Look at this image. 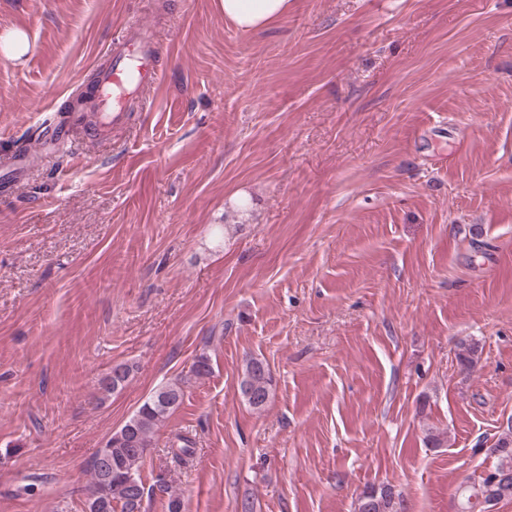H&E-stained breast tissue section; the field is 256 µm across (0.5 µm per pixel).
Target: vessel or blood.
I'll return each mask as SVG.
<instances>
[{
  "mask_svg": "<svg viewBox=\"0 0 512 512\" xmlns=\"http://www.w3.org/2000/svg\"><path fill=\"white\" fill-rule=\"evenodd\" d=\"M161 72L147 29L131 22L109 49L108 64L95 77L93 103L100 128L123 125L130 101L158 86Z\"/></svg>",
  "mask_w": 512,
  "mask_h": 512,
  "instance_id": "obj_1",
  "label": "vessel or blood"
}]
</instances>
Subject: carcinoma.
Here are the masks:
<instances>
[{
  "mask_svg": "<svg viewBox=\"0 0 512 512\" xmlns=\"http://www.w3.org/2000/svg\"><path fill=\"white\" fill-rule=\"evenodd\" d=\"M133 366L119 364L104 379L101 390L107 396L125 386ZM197 379L212 374L211 357L203 352L191 366ZM274 378L266 361L248 356L239 374V393L254 410L263 409L273 395ZM184 391L179 381L157 389L125 424L107 440L97 453L107 458V470H102L98 458H93L90 482L86 488V512H142L145 484L141 468L153 447L154 433L180 407ZM193 442L177 433L171 450L180 460L193 453ZM492 452L498 454L495 469L478 481L461 484L458 489V512H486L502 500H512V419L498 437ZM354 512H404L401 496L388 486L364 489L357 497Z\"/></svg>",
  "mask_w": 512,
  "mask_h": 512,
  "instance_id": "obj_1",
  "label": "carcinoma"
}]
</instances>
